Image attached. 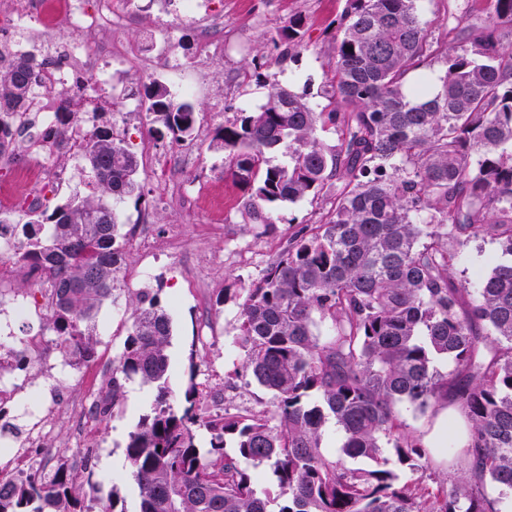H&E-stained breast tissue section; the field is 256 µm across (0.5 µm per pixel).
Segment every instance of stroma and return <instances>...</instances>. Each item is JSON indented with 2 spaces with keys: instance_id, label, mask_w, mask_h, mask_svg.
<instances>
[{
  "instance_id": "obj_1",
  "label": "stroma",
  "mask_w": 512,
  "mask_h": 512,
  "mask_svg": "<svg viewBox=\"0 0 512 512\" xmlns=\"http://www.w3.org/2000/svg\"><path fill=\"white\" fill-rule=\"evenodd\" d=\"M345 0H208L212 14L224 16V55L207 66L204 81L194 98L197 126L201 138L186 144L189 160L173 166L167 178L176 194L166 193L155 172L148 165L140 167L142 201L128 200L116 207L119 223L132 226L134 232L124 243V263L119 273L122 290L116 301L106 303L98 321L97 359L81 368L69 366L56 348L53 336L44 325L42 301L37 287L24 290L34 313L30 320H10L0 316L7 333L0 346L30 363L19 383V399L30 394L41 396L38 411L14 409V422L29 427L42 417H49L50 442L65 447L74 466L89 464L100 484V496H108L113 484H120L127 512L137 506V490L125 465L127 436L141 415L149 410L153 391L140 382L128 383L122 399L112 408L94 447L82 445L80 419L76 406L89 397L112 375V361L122 350L132 325L127 306L130 295L141 291L159 294L173 322L169 348L173 361L170 386L181 391L187 379L184 351L188 344L198 346L196 381L203 391L224 390L231 406L238 409L271 407L270 393L251 383L243 374L236 389L225 390L228 376L239 371L243 352L234 344L237 334L240 300L224 297L227 288H241L257 279L262 270L287 245L289 237L307 224L316 223L330 207L321 197L271 209L273 222L261 226L252 222L242 203L247 189L224 171L223 153L210 149L209 142L221 119L213 113L215 98L226 97L233 109L253 111L266 101L261 80L277 55L272 42L277 30L292 16L301 17L306 47L296 61L278 69L277 78L284 86L319 103V93L326 81L328 62L336 46V19ZM485 0H422L425 20L432 23V35L443 38V21L448 16L460 20L456 44H464L467 29L486 16ZM166 23L151 0H137L125 24L108 28L103 38L108 42L140 45L157 36ZM205 28L200 22L178 24L170 50L188 74L197 70L196 48ZM157 70L136 63L127 71L114 72L112 81L120 89L112 100L114 136L123 139L133 151L151 143L161 158L173 154L168 134L150 129L147 121L128 117L135 101ZM208 185L222 192L230 206L222 223H214L206 205L196 197L199 186ZM65 377L66 399L53 401L50 388L55 377Z\"/></svg>"
}]
</instances>
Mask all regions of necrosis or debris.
<instances>
[{
  "instance_id": "1",
  "label": "necrosis or debris",
  "mask_w": 512,
  "mask_h": 512,
  "mask_svg": "<svg viewBox=\"0 0 512 512\" xmlns=\"http://www.w3.org/2000/svg\"><path fill=\"white\" fill-rule=\"evenodd\" d=\"M131 4L132 0H0V55L8 58L26 51L28 40L33 38L48 59L41 72L42 88L32 101L33 111L47 125L54 123L64 104L83 115L80 123L69 126L63 142L72 159H80L95 125L112 121V68L125 56L103 41L100 32L123 18ZM61 28L75 30L77 39L57 44L51 33ZM50 178L67 182L71 175L37 163L1 180L0 211L38 208L40 199L35 189ZM15 251L12 225L1 224L0 310L22 321L31 314L29 305L3 291L4 285L22 272L14 259ZM46 436L42 428L15 434L11 471L29 472L39 467L42 457L56 456V449L47 446Z\"/></svg>"
}]
</instances>
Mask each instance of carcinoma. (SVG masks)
Wrapping results in <instances>:
<instances>
[{
  "label": "carcinoma",
  "mask_w": 512,
  "mask_h": 512,
  "mask_svg": "<svg viewBox=\"0 0 512 512\" xmlns=\"http://www.w3.org/2000/svg\"><path fill=\"white\" fill-rule=\"evenodd\" d=\"M509 24L512 0H488L470 46L450 53L430 37L420 0H346L321 108L268 73L266 102L215 129L209 148L250 191L256 223H271L270 207L333 187L336 196L243 289L235 343L272 393L270 409L203 406L194 341L175 396L172 319L155 295L128 299L131 329L95 414L106 419L130 381L155 391L125 446L136 512H501L487 487L512 491ZM274 42L281 67L303 50L301 21L287 20ZM438 57L446 71L436 82L422 69ZM39 86L33 57L0 66L1 159L16 158L21 139L59 145L79 118L65 108L55 129L27 123ZM141 104L172 141L193 137L196 106L158 79ZM278 152L284 161L273 165ZM84 160L94 195L3 219L20 236L15 260L45 274L46 327L72 366L97 357L99 312L120 291L130 232L114 204L143 196L137 156L107 128L89 135ZM485 239L506 259L472 289L456 283L465 250ZM449 401L470 432L460 468L440 475L402 408L424 414ZM329 423L340 434L334 453L323 446ZM261 466L272 469V491L259 488ZM98 492L93 472L80 477L64 460L50 473L1 472L0 512H93L97 503L126 512L117 487L106 499Z\"/></svg>",
  "instance_id": "obj_1"
}]
</instances>
